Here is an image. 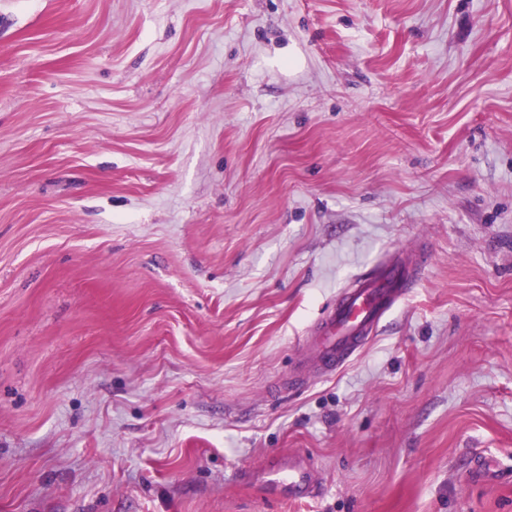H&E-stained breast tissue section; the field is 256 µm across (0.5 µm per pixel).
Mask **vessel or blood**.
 <instances>
[{
    "mask_svg": "<svg viewBox=\"0 0 512 512\" xmlns=\"http://www.w3.org/2000/svg\"><path fill=\"white\" fill-rule=\"evenodd\" d=\"M409 277L407 267L395 260L378 262L371 274L355 278L311 338L308 370L329 372L349 359L404 295ZM268 477L271 484H288L297 496L313 482L305 467L293 463L270 470Z\"/></svg>",
    "mask_w": 512,
    "mask_h": 512,
    "instance_id": "vessel-or-blood-1",
    "label": "vessel or blood"
}]
</instances>
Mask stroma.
<instances>
[{"instance_id":"stroma-1","label":"stroma","mask_w":512,"mask_h":512,"mask_svg":"<svg viewBox=\"0 0 512 512\" xmlns=\"http://www.w3.org/2000/svg\"><path fill=\"white\" fill-rule=\"evenodd\" d=\"M0 512H512V0H0ZM409 277L399 257L379 261L371 274L355 278L311 338L306 371L331 372L349 359L405 294ZM271 484L278 485L288 482L295 496L304 494L312 485L310 472L303 466L288 462V465L274 468L267 473Z\"/></svg>"}]
</instances>
